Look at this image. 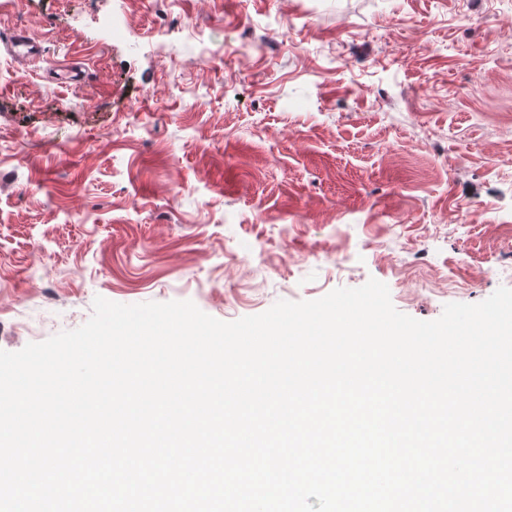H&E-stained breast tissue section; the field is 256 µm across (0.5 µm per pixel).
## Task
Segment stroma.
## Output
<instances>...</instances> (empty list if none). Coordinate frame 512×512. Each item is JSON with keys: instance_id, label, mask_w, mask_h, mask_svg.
<instances>
[{"instance_id": "stroma-1", "label": "stroma", "mask_w": 512, "mask_h": 512, "mask_svg": "<svg viewBox=\"0 0 512 512\" xmlns=\"http://www.w3.org/2000/svg\"><path fill=\"white\" fill-rule=\"evenodd\" d=\"M20 29L0 350L98 296L231 322L374 278L432 321L512 287V0H0Z\"/></svg>"}]
</instances>
